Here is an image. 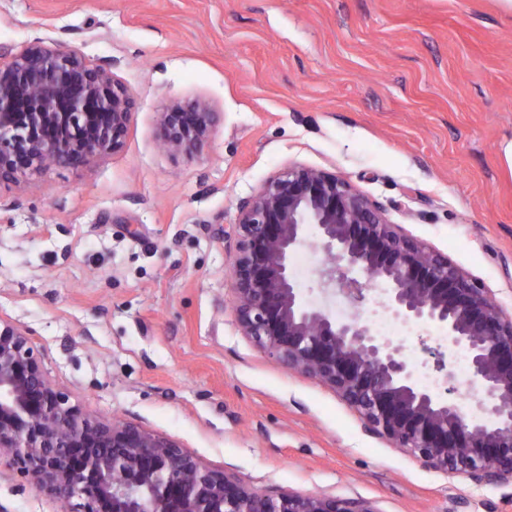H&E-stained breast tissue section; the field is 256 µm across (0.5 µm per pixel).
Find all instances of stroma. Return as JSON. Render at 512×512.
<instances>
[{
	"label": "stroma",
	"instance_id": "1",
	"mask_svg": "<svg viewBox=\"0 0 512 512\" xmlns=\"http://www.w3.org/2000/svg\"><path fill=\"white\" fill-rule=\"evenodd\" d=\"M36 39L136 104L119 151L0 184V319L70 403L256 490L512 512V486L421 467L242 336L226 237L271 176L322 169L511 313L507 0H0V47ZM196 98L221 124L199 153L165 150L161 112ZM0 512L63 510L6 468Z\"/></svg>",
	"mask_w": 512,
	"mask_h": 512
}]
</instances>
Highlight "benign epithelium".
<instances>
[{"label": "benign epithelium", "mask_w": 512, "mask_h": 512, "mask_svg": "<svg viewBox=\"0 0 512 512\" xmlns=\"http://www.w3.org/2000/svg\"><path fill=\"white\" fill-rule=\"evenodd\" d=\"M134 112L111 70L73 49L30 43L0 63V183L119 150ZM220 121L205 100H175L160 115L162 144L197 153ZM311 229L328 258L320 292L359 305L379 284L390 316L436 327L467 353L475 412L463 410L443 353L426 349L445 385L436 392L420 382L402 340L305 299L292 254ZM234 236L233 312L259 351L331 388L366 432L422 467L512 485V314L488 289L402 234L348 182L302 165L281 170L241 203ZM2 457L71 512H377L361 498L250 489L168 438L91 417L47 378L26 332L0 321Z\"/></svg>", "instance_id": "1"}]
</instances>
